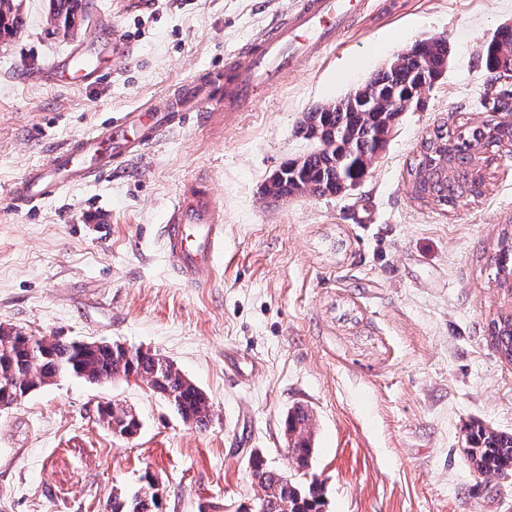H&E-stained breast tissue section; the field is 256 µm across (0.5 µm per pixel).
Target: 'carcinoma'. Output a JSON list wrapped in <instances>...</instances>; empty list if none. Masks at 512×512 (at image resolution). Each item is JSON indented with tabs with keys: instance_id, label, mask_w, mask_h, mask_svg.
<instances>
[{
	"instance_id": "obj_1",
	"label": "carcinoma",
	"mask_w": 512,
	"mask_h": 512,
	"mask_svg": "<svg viewBox=\"0 0 512 512\" xmlns=\"http://www.w3.org/2000/svg\"><path fill=\"white\" fill-rule=\"evenodd\" d=\"M87 0H50V15L69 24L84 15ZM19 0H0V31H14L19 23ZM482 58L488 73L512 72V27L497 30L482 46ZM448 59V42L439 39L416 50V57L406 56L395 68L378 72L369 86L373 102L368 108L330 103L318 105L306 113L298 133L317 128L325 145L281 166L284 178L261 188L265 197L280 199L311 193L319 196L339 195L344 187L367 175L369 164L383 149L391 113L385 110L387 97L400 98L415 90L422 79L438 73ZM512 139V127L499 122L468 125L453 134L436 126L422 141L419 159L410 166L412 198L438 206H454L463 198L483 194L486 176L480 167L467 162L473 151L498 147ZM495 281L512 292V231L498 239L491 258ZM488 336L496 352L512 363V311L502 312L488 325ZM74 376L91 383L107 382L115 377H133L171 406L185 422L202 428L208 422L209 404L203 392L180 370L168 367L163 357L149 353L128 356L120 344L102 346L93 352L83 343L61 336H32L20 339L0 336V407L10 404L17 394L29 393L54 383L56 378ZM313 419L302 407L288 415L287 431L292 440L288 453L303 469L312 452L310 445ZM469 456L477 460V472L492 477L512 469V433L499 432L481 424L469 428ZM250 477L264 491V512H315L317 488L305 490L258 458ZM157 507L152 483L142 486L129 497H114L112 512H152Z\"/></svg>"
}]
</instances>
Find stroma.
I'll list each match as a JSON object with an SVG mask.
<instances>
[{
	"label": "stroma",
	"mask_w": 512,
	"mask_h": 512,
	"mask_svg": "<svg viewBox=\"0 0 512 512\" xmlns=\"http://www.w3.org/2000/svg\"><path fill=\"white\" fill-rule=\"evenodd\" d=\"M113 2L93 0L65 33L49 0H23L21 28L0 39V323L151 350L204 393L210 417L183 422L137 379H59L0 408V512H112L148 479L156 512H236L256 495L254 448L320 485L317 512H512V470L484 478L468 455L470 423L512 433V363L488 337L512 307L491 267L512 225V147L484 154V195L452 209L412 200L408 176L434 126L489 119L481 47L512 24V0H365L332 48L248 111L190 117L112 173L14 206L11 184L49 152L223 68L298 0ZM104 23L132 56L105 62L88 87L38 81ZM437 36L450 46L445 75L424 109L402 113L356 189L262 196L311 149L296 133L304 113ZM196 179L224 213V248L192 287L169 264L163 226ZM104 402L132 410L139 432L104 427ZM298 406L313 414L301 470L285 435Z\"/></svg>",
	"instance_id": "stroma-1"
}]
</instances>
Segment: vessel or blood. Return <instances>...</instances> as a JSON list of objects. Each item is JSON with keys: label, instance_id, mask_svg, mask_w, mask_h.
Masks as SVG:
<instances>
[{"label": "vessel or blood", "instance_id": "vessel-or-blood-1", "mask_svg": "<svg viewBox=\"0 0 512 512\" xmlns=\"http://www.w3.org/2000/svg\"><path fill=\"white\" fill-rule=\"evenodd\" d=\"M358 7L359 0H300L286 20L253 37L223 69L198 73L162 106L121 113L100 131L48 154L13 183L11 200L20 207L38 205L140 155L187 113L197 111L216 83L224 85L225 111H245L257 90L284 78L294 61L319 57L332 46ZM41 79L55 85L93 84L100 79V64L90 53H75L55 61ZM164 237L171 265L187 284H198L201 271L213 267L224 243V218L205 182L183 186L168 214Z\"/></svg>", "mask_w": 512, "mask_h": 512}]
</instances>
